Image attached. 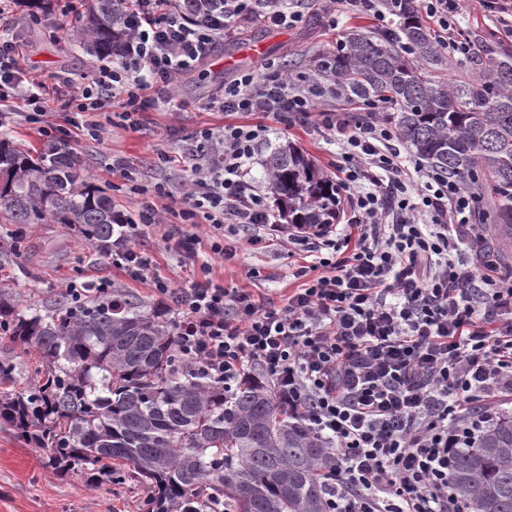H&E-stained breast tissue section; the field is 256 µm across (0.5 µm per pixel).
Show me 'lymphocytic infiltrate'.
I'll return each instance as SVG.
<instances>
[{
    "mask_svg": "<svg viewBox=\"0 0 512 512\" xmlns=\"http://www.w3.org/2000/svg\"><path fill=\"white\" fill-rule=\"evenodd\" d=\"M116 62L74 79L69 138L101 143L99 113L138 129L140 114L172 111L178 81L258 19L302 22L304 0H133ZM328 26L359 10L388 27L395 0H319ZM452 54L472 42L458 29L461 0H417ZM321 91L281 66L224 83L205 106L215 112L305 116ZM377 102L357 118L324 112L319 126L340 147L337 190L345 225L278 224L249 174L268 142L264 124L203 129L189 152L181 195L164 183L137 187L139 208H112V240L94 252L133 281H151L172 316L175 349L225 392L256 376L270 382L289 413L320 435L334 466L322 475L327 512H470L449 487L452 454L468 447L512 397V279L500 273L478 224L473 191L409 154ZM51 137L56 125L43 82L31 76L20 40L0 28V128L16 117ZM207 235H199L200 226ZM312 259L300 284L274 301L208 277L209 257L233 260L240 245L267 237ZM159 239L204 276L186 285L162 275L148 246Z\"/></svg>",
    "mask_w": 512,
    "mask_h": 512,
    "instance_id": "1",
    "label": "lymphocytic infiltrate"
}]
</instances>
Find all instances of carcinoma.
I'll list each match as a JSON object with an SVG mask.
<instances>
[{
    "label": "carcinoma",
    "instance_id": "obj_1",
    "mask_svg": "<svg viewBox=\"0 0 512 512\" xmlns=\"http://www.w3.org/2000/svg\"><path fill=\"white\" fill-rule=\"evenodd\" d=\"M125 0H96L81 44L114 54L127 31ZM474 78H442L449 65L415 0H399L393 28L350 30L316 54L313 77L336 98L383 105L379 117L426 163L478 196L480 223L503 263L512 259V51L474 45ZM270 189L290 224H333L336 183L291 143L266 159ZM0 223L62 224L88 244L112 238V203L67 153L34 160L0 137ZM0 335L35 363L0 356V420L43 451L45 463L97 480L135 479L146 512H197L212 500L234 512H325L318 474L334 465L324 442L255 380L232 394L179 368L171 320L115 289L73 305L20 309L0 290ZM451 490L473 512H512V413L450 467Z\"/></svg>",
    "mask_w": 512,
    "mask_h": 512
}]
</instances>
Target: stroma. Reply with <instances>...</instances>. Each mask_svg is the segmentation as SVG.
Segmentation results:
<instances>
[{"label": "stroma", "mask_w": 512, "mask_h": 512, "mask_svg": "<svg viewBox=\"0 0 512 512\" xmlns=\"http://www.w3.org/2000/svg\"><path fill=\"white\" fill-rule=\"evenodd\" d=\"M94 3L95 0H78L75 10L68 11L64 8L65 0H49L45 5L40 0H17L14 20L22 25L24 54L32 73L43 82L51 83L53 75L61 70L80 75L98 64V57L79 43L55 42L49 37L55 26L76 27L79 20L92 11ZM31 13L40 16V23L23 25V18ZM459 21L463 37L471 42L512 49V36L502 31L477 0H466ZM355 26L371 29L375 23L371 16L356 13L343 18L333 29L315 10L294 28L274 29L263 22L250 21L239 38L224 45L229 66L208 62L179 85L177 113L148 112L141 131L116 128L104 144L92 141L77 144L78 152L98 158L97 164L84 168V175L114 203L132 212L138 207L136 195L124 188L123 178L106 168L112 155H125L140 162L136 180L165 182L177 192L181 189L182 169L188 163L185 150L197 144L202 128L262 121L271 128L267 149L285 142L293 143L327 176H335L336 148L326 143L310 120L281 121L259 112H212L205 109L204 104L224 81L241 71H260L270 59L278 61L293 77H308L311 56L335 50ZM256 45L261 48L257 54L252 51ZM160 150L175 157L173 167L154 166ZM27 241L28 247L21 257L0 258V286L14 294L20 308H33L58 297L69 280L78 276L86 280L109 277L116 287L148 307H155L150 283L128 281L118 269L94 264L91 245L81 242L61 225H30ZM299 264L298 255L277 244L261 252L245 246L240 248L233 262L212 260V278L227 288H248L276 299L297 287L293 273ZM254 268L260 269V278L249 277V270ZM143 496L144 490L136 482L94 486L81 474L61 476L45 465L40 449L18 438L11 426H0V512H139Z\"/></svg>", "instance_id": "obj_1"}]
</instances>
